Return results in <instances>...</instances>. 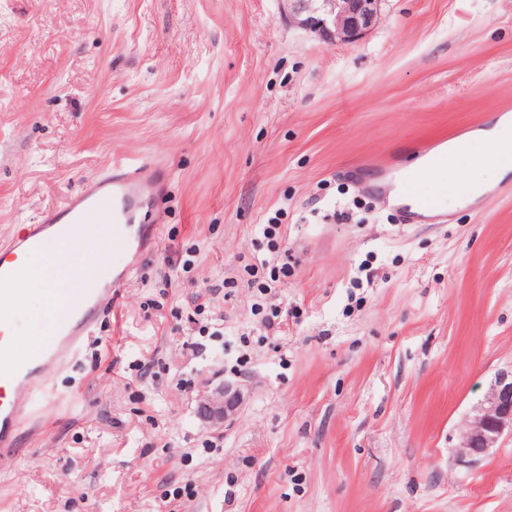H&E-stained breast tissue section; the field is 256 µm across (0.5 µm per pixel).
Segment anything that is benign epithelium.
Returning a JSON list of instances; mask_svg holds the SVG:
<instances>
[{"label":"benign epithelium","mask_w":512,"mask_h":512,"mask_svg":"<svg viewBox=\"0 0 512 512\" xmlns=\"http://www.w3.org/2000/svg\"><path fill=\"white\" fill-rule=\"evenodd\" d=\"M288 21L324 42L352 43L362 39L378 18L380 0H283ZM240 392L224 387L206 395L199 413L207 421L222 424L235 413ZM512 433V371L498 374L467 421L457 446L458 461L471 464L498 447L505 432Z\"/></svg>","instance_id":"7a95c632"}]
</instances>
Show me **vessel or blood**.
I'll list each match as a JSON object with an SVG mask.
<instances>
[{
  "mask_svg": "<svg viewBox=\"0 0 512 512\" xmlns=\"http://www.w3.org/2000/svg\"><path fill=\"white\" fill-rule=\"evenodd\" d=\"M452 155L441 156L439 170L460 169L470 158L465 139L450 135ZM428 173L419 170L402 183L403 190L417 203V217L438 210L441 194L463 195V177L442 183L440 192L424 190ZM162 184L150 166L120 164L106 175L90 181L80 194L68 197L38 223L29 225L7 252H0V317L26 302L25 286L30 278H41L59 312L37 318L36 339L20 340L0 329V447L14 445V434L30 412L32 395L45 387L49 369L69 360L93 330L98 305L111 299L131 271L126 259L142 255L150 230L137 223L140 203L159 197ZM103 224L106 234L92 250L82 270L73 273L60 255H49L43 242L54 236L64 249L83 248L82 227Z\"/></svg>",
  "mask_w": 512,
  "mask_h": 512,
  "instance_id": "1",
  "label": "vessel or blood"
}]
</instances>
